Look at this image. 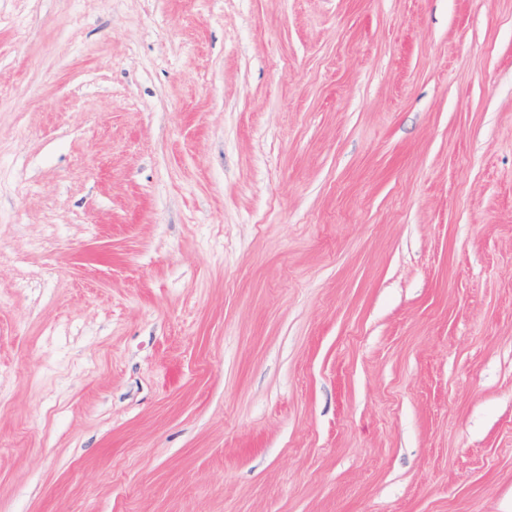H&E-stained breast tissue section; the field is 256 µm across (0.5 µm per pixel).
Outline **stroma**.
<instances>
[{"mask_svg": "<svg viewBox=\"0 0 512 512\" xmlns=\"http://www.w3.org/2000/svg\"><path fill=\"white\" fill-rule=\"evenodd\" d=\"M0 512H512V0H0Z\"/></svg>", "mask_w": 512, "mask_h": 512, "instance_id": "1", "label": "stroma"}]
</instances>
